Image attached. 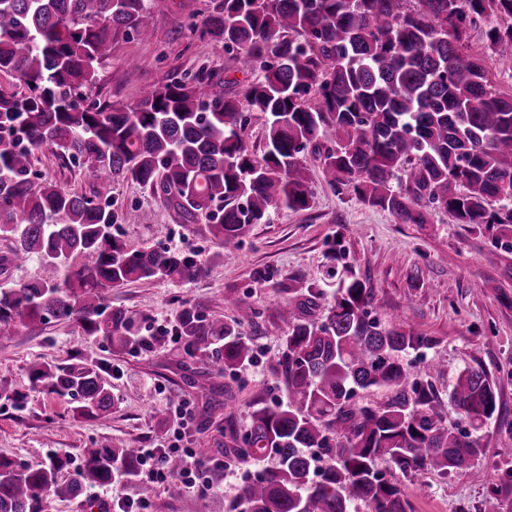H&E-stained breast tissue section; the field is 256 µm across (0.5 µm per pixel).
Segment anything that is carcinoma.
Returning a JSON list of instances; mask_svg holds the SVG:
<instances>
[{"mask_svg": "<svg viewBox=\"0 0 512 512\" xmlns=\"http://www.w3.org/2000/svg\"><path fill=\"white\" fill-rule=\"evenodd\" d=\"M512 20V0H212L197 29L261 75L228 81L200 68L147 90L133 106L89 99L118 37L147 34L146 0H0V74L23 93L0 91V232L12 237L3 266L37 257L43 274L0 290V341L20 326L72 322L119 353L153 351L169 337L185 353L233 374L255 363V309L227 301V315L184 302L170 327L108 303L130 283L189 282L203 271L192 253L130 248L112 234L119 212L99 196L40 180L35 154L87 165L110 183L131 180L174 211L207 225L221 243L281 209L307 210L314 191L307 158L339 196L380 209L399 224H429L436 210L457 224L512 227V95L495 90L488 52L512 49V23L471 44L478 21ZM262 120V154L247 139ZM335 289L303 285L282 305V350L274 375L286 400L252 402L250 424L229 449L243 485L224 512H411L406 477L463 472L483 452L480 432L497 386L480 366L460 370L448 396L472 432L446 423L429 380L414 377L410 351L428 338L373 315L369 281L332 268ZM101 360L80 351L34 363L31 388L66 401L74 420L108 418L115 407ZM210 407L207 380L194 381ZM395 392L360 404L372 389ZM139 451L94 442L67 481L66 456L29 464L0 455V512H50L55 498L134 477Z\"/></svg>", "mask_w": 512, "mask_h": 512, "instance_id": "1", "label": "carcinoma"}]
</instances>
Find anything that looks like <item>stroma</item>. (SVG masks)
I'll list each match as a JSON object with an SVG mask.
<instances>
[{
  "label": "stroma",
  "instance_id": "stroma-1",
  "mask_svg": "<svg viewBox=\"0 0 512 512\" xmlns=\"http://www.w3.org/2000/svg\"><path fill=\"white\" fill-rule=\"evenodd\" d=\"M210 0H149L150 37L117 39L112 58L98 75L95 95L110 102L134 105L142 92L164 83L171 72L207 68L226 78L244 80L252 72L243 60L195 32ZM136 70H129V63ZM34 166L42 180L79 194L97 193L114 201L121 221L114 233L134 248H165L196 254L204 272L175 284L137 283L112 292V306L171 321L180 302L188 301L210 314L225 312L226 299L242 300L259 313L255 336L257 360L237 375L220 365L187 356L178 342L138 354H115L100 339L83 335L72 323L49 322L20 329L0 343V388L25 394L23 408L0 400V454L25 463H39L53 453L78 466L83 448L92 441L158 446L172 428L157 410L178 396L191 418L182 428L183 446L192 448L211 489L168 494L164 484L145 487L135 480L93 488L86 497L107 499L109 512H120V501L149 497L152 512H224L225 500L239 489L238 462L226 455L232 432L243 431L251 402L282 397L271 368L283 342L279 319L287 295L279 286L301 273L311 281L327 277L326 243L341 241L338 265L355 268L373 289L372 307L380 319H398L429 342L409 355L414 364L433 360L440 373L431 382L448 423L461 418L448 399V382L468 366H482L498 389L500 412L483 428V452L463 473L417 474L402 484L412 512H512V232L502 246L473 224L454 223L444 212L427 224H400L386 212L339 198L325 183L318 161L307 163L315 193L305 211L281 210L271 223L252 225L246 234L219 244L206 225L179 223L174 212L126 179L100 185L88 168L62 165L51 149L39 151ZM151 223H143V212ZM90 351L105 364V377L117 399L108 421L70 419L67 404L53 395L32 391L29 365ZM203 377L227 392L228 408L206 409L191 386ZM223 460V468L212 460Z\"/></svg>",
  "mask_w": 512,
  "mask_h": 512
}]
</instances>
